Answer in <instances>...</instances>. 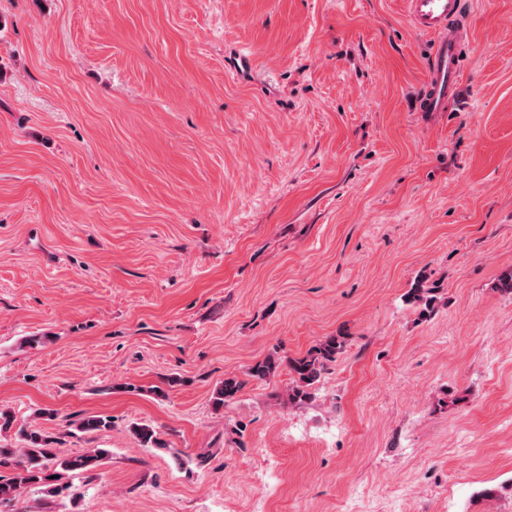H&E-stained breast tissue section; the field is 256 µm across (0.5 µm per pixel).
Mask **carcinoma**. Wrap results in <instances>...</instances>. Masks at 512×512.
Listing matches in <instances>:
<instances>
[{
	"label": "carcinoma",
	"instance_id": "1",
	"mask_svg": "<svg viewBox=\"0 0 512 512\" xmlns=\"http://www.w3.org/2000/svg\"><path fill=\"white\" fill-rule=\"evenodd\" d=\"M439 286L423 278L414 283L405 295V299L422 306V313L433 310L437 300ZM344 337L329 336L313 346L306 355L297 358L282 357L270 354L251 365L246 375L264 381L276 376L286 369L292 375V385L288 387L286 401L292 405L306 402L312 397L313 385L318 381L321 372L344 349ZM244 386V382L236 375H229L213 392V405L217 408L234 398ZM111 427V420L100 415L81 419L76 430L91 434ZM15 431L19 441L17 448H0V456L18 455L15 473L10 477L0 475V505H7L15 500L24 489L37 485L47 494L60 495L72 488L70 477L99 467L108 457L105 448H90L82 454L58 457L52 436L38 429H31L24 424L15 425V417L7 410L0 409V433ZM132 432L145 448L165 449L167 444L159 437L158 432L146 423H136Z\"/></svg>",
	"mask_w": 512,
	"mask_h": 512
}]
</instances>
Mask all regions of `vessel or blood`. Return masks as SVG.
Wrapping results in <instances>:
<instances>
[{"instance_id": "b4317fda", "label": "vessel or blood", "mask_w": 512, "mask_h": 512, "mask_svg": "<svg viewBox=\"0 0 512 512\" xmlns=\"http://www.w3.org/2000/svg\"><path fill=\"white\" fill-rule=\"evenodd\" d=\"M406 5L411 24L437 37L424 101L426 111H444L462 67L460 38L450 24L464 13L466 0H406Z\"/></svg>"}]
</instances>
